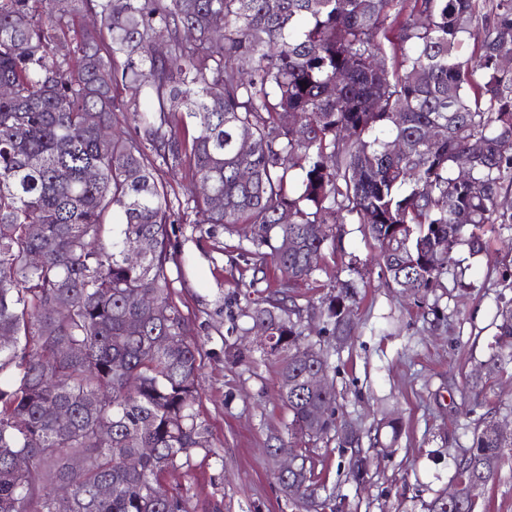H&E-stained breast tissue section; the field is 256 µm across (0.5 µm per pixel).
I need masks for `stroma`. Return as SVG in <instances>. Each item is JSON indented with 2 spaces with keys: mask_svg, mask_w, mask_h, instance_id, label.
I'll list each match as a JSON object with an SVG mask.
<instances>
[{
  "mask_svg": "<svg viewBox=\"0 0 512 512\" xmlns=\"http://www.w3.org/2000/svg\"><path fill=\"white\" fill-rule=\"evenodd\" d=\"M169 233L186 260L174 300L202 346L197 408L215 455L191 472L168 474L166 489L195 501H222L224 512H427L450 489L480 416L512 405V373L495 379L478 401L467 384L490 353L498 307L512 299V288L501 280L504 267L512 266V229L487 233L488 253L469 272L471 289L459 291L447 279L420 305L379 278L378 251L360 225H341L335 251L292 295L308 315L337 280L355 284V330L330 355L338 416L362 437L380 435L382 445L363 447L368 474L359 485L349 474L351 449L333 440L309 444L316 493L295 501L285 495L269 453L287 435L278 367L264 356L246 315V284L262 291L266 283L254 281L252 267L230 265L241 241L224 227L199 223L189 211ZM235 350L245 361L229 359ZM390 419L395 428L387 427ZM479 500L488 512H512V449Z\"/></svg>",
  "mask_w": 512,
  "mask_h": 512,
  "instance_id": "35a3bbf8",
  "label": "stroma"
}]
</instances>
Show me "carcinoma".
<instances>
[{
	"label": "carcinoma",
	"mask_w": 512,
	"mask_h": 512,
	"mask_svg": "<svg viewBox=\"0 0 512 512\" xmlns=\"http://www.w3.org/2000/svg\"><path fill=\"white\" fill-rule=\"evenodd\" d=\"M88 14L94 30H77ZM509 52L512 0H68L62 14L0 0V84L12 89L0 97V338H12L0 343V512H195L161 483L213 454L196 409L202 352L173 302L184 261L169 226L185 205L240 233L251 247L237 256L256 272L272 263L290 288L336 250L338 224L363 226L403 295L423 301L446 274L470 287L456 250L475 258L486 227L512 229ZM124 112L132 135L112 130ZM396 140L411 152L392 154ZM160 164L189 167L209 192L173 205ZM350 288L321 302L328 343L350 336ZM249 318L279 365L288 434L355 449L349 470L364 481L333 381L307 384L334 367L300 309L276 291ZM496 321L498 346L471 377L478 396L512 364V300ZM489 423L456 466L462 485L488 483L512 448ZM477 507L443 496L430 512Z\"/></svg>",
	"instance_id": "1"
}]
</instances>
